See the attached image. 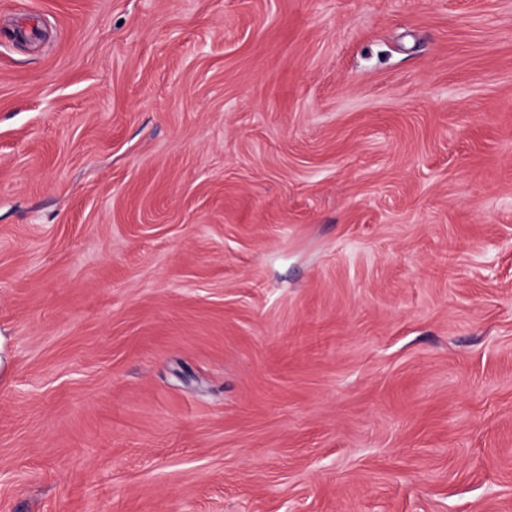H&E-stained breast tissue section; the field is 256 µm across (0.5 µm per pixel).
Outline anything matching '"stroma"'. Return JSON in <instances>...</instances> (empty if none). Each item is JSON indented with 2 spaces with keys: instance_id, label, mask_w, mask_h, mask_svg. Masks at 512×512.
Here are the masks:
<instances>
[{
  "instance_id": "stroma-1",
  "label": "stroma",
  "mask_w": 512,
  "mask_h": 512,
  "mask_svg": "<svg viewBox=\"0 0 512 512\" xmlns=\"http://www.w3.org/2000/svg\"><path fill=\"white\" fill-rule=\"evenodd\" d=\"M0 512H512V0H0Z\"/></svg>"
}]
</instances>
